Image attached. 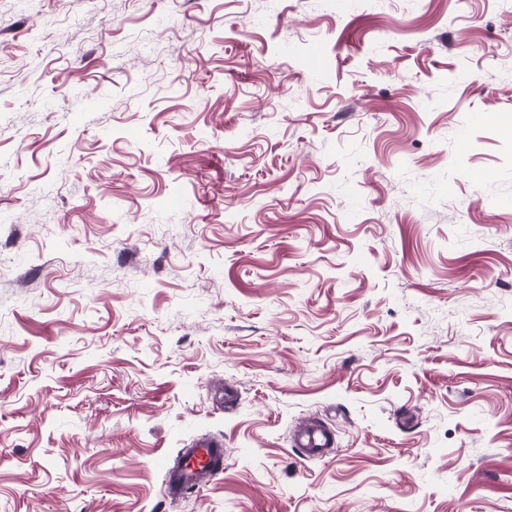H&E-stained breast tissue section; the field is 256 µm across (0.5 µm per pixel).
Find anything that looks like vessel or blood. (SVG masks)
Listing matches in <instances>:
<instances>
[{
  "instance_id": "1",
  "label": "vessel or blood",
  "mask_w": 512,
  "mask_h": 512,
  "mask_svg": "<svg viewBox=\"0 0 512 512\" xmlns=\"http://www.w3.org/2000/svg\"><path fill=\"white\" fill-rule=\"evenodd\" d=\"M336 435L315 421L299 425L290 438V446L303 461L330 458ZM224 472V442L211 437L191 443L183 449L177 465L164 469L163 487L168 498L182 497L188 491L206 487Z\"/></svg>"
}]
</instances>
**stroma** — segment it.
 Listing matches in <instances>:
<instances>
[{
	"mask_svg": "<svg viewBox=\"0 0 512 512\" xmlns=\"http://www.w3.org/2000/svg\"><path fill=\"white\" fill-rule=\"evenodd\" d=\"M0 512H512V0H0ZM290 446L302 462L322 461L331 457L336 435L328 427L310 420L294 430ZM163 487L170 499L202 489L224 473V440L211 437L183 448L180 462L164 468Z\"/></svg>",
	"mask_w": 512,
	"mask_h": 512,
	"instance_id": "1",
	"label": "stroma"
}]
</instances>
